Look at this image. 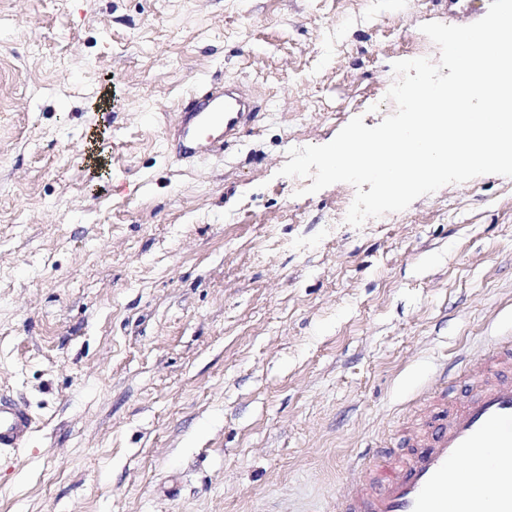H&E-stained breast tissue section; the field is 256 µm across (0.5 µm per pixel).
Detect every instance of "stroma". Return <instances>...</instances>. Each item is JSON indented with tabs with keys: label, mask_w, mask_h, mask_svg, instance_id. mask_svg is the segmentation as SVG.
Returning a JSON list of instances; mask_svg holds the SVG:
<instances>
[{
	"label": "stroma",
	"mask_w": 512,
	"mask_h": 512,
	"mask_svg": "<svg viewBox=\"0 0 512 512\" xmlns=\"http://www.w3.org/2000/svg\"><path fill=\"white\" fill-rule=\"evenodd\" d=\"M432 0H0V512H331L415 393L512 336V177L326 217L294 147L382 122ZM258 110L166 144L211 85ZM31 427V418L15 401L0 397V447L19 448Z\"/></svg>",
	"instance_id": "stroma-1"
}]
</instances>
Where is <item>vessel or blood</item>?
I'll return each instance as SVG.
<instances>
[{"label":"vessel or blood","instance_id":"b4317fda","mask_svg":"<svg viewBox=\"0 0 512 512\" xmlns=\"http://www.w3.org/2000/svg\"><path fill=\"white\" fill-rule=\"evenodd\" d=\"M489 2L447 0L448 14L469 24ZM252 112L242 87L203 91L181 114L176 153L189 158L227 142ZM457 385L452 402L426 391V417L395 447L363 451L374 463L367 482L350 463L336 512H512V338L498 341ZM30 427L26 410L0 397V447H20ZM466 457L475 468L454 477L452 464Z\"/></svg>","mask_w":512,"mask_h":512}]
</instances>
